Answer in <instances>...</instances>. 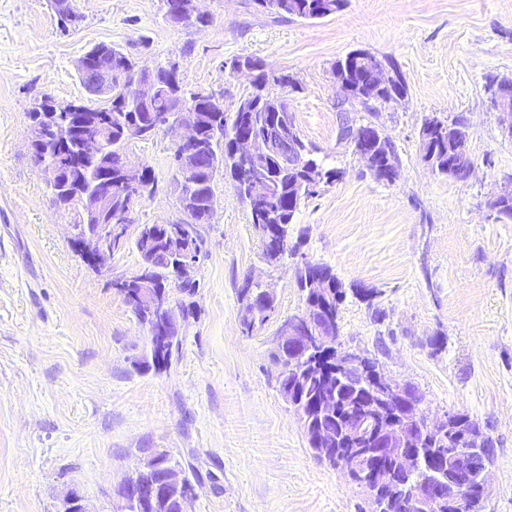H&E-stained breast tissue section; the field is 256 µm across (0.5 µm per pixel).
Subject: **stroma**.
Returning a JSON list of instances; mask_svg holds the SVG:
<instances>
[{
  "label": "stroma",
  "mask_w": 512,
  "mask_h": 512,
  "mask_svg": "<svg viewBox=\"0 0 512 512\" xmlns=\"http://www.w3.org/2000/svg\"><path fill=\"white\" fill-rule=\"evenodd\" d=\"M76 5L82 19L65 30L50 0H0V512H62L71 492L89 512H113L119 485L151 451L192 482L188 512H372L367 489L315 455L278 389L270 354L279 325L305 308L301 257L331 267L349 291L342 349L415 386L431 417L459 412L480 424L492 444L481 512H512V221L488 207L512 177V143L487 87L512 78V0H349L312 21L252 0H200L211 21L198 29L171 24L163 0ZM100 43L146 68L177 61L188 88L229 111L252 90L232 74L234 57L289 74L297 129L339 173L300 208L296 253L276 264L233 182L217 176L194 308L160 372L135 369L146 330L114 286L138 272L136 250L89 268L29 151L30 110L46 96L87 99L75 63ZM356 48L397 64L402 101H342L334 66ZM343 112L393 140L394 182L376 180L340 140ZM460 112L474 158L465 181L420 160L425 118ZM174 138L162 130L128 149L157 182L129 233L179 215ZM250 276L273 288L275 311L246 334L239 290Z\"/></svg>",
  "instance_id": "stroma-1"
}]
</instances>
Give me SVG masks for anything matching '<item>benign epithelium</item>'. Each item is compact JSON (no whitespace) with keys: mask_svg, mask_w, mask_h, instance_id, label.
<instances>
[{"mask_svg":"<svg viewBox=\"0 0 512 512\" xmlns=\"http://www.w3.org/2000/svg\"><path fill=\"white\" fill-rule=\"evenodd\" d=\"M164 6L167 17L176 24L185 28H193L199 24L201 11L197 0H164ZM360 58L372 68L375 84L384 86L396 79L393 70L367 50H361ZM111 81L112 73L107 63L99 61L97 69L91 74L89 84L104 86ZM132 84L136 90V98L143 104L150 103L158 89L154 78L143 79L138 74L132 77ZM491 105L497 112L503 137L512 142V96L494 87ZM156 121L161 128L181 131L174 143V149L179 155L178 171L182 182L191 183L201 171L195 163L199 146L194 111L164 112L157 116ZM85 125L83 118L73 116L66 128L61 130L54 126L49 130L56 135H62L66 148L72 152L71 169L79 168L88 158L101 157L104 160L105 177L101 182V190L96 200L85 202L88 218L100 217L112 195V181L115 180L117 185L125 188V194L129 197L127 207L123 210L122 223L133 224L134 207L144 191L140 182L143 165L133 163L125 152L112 155L104 141L85 133ZM49 130L36 122L31 124L29 142L35 163L48 176L49 185L54 186L64 182L63 169L46 162L38 148V143L47 136ZM233 150L247 161L248 168L260 171L266 166L270 146L252 136L239 135L234 137ZM72 245L88 267L99 271L108 264L112 255V225L98 224L90 233L72 241ZM134 303L140 308L157 310L166 317L162 325L148 329L149 348L153 350L171 342L173 331L179 329V313L170 296L157 288H141L134 295ZM321 314V310L307 307L292 321L280 325L277 345L282 350L283 358L291 366L319 348L326 347L335 351L336 358L332 360V365L336 370V377L356 387L367 386L369 396L376 403L389 409L399 407L395 414L385 412L375 432L367 436L368 447L363 449V453L373 463L371 478L380 484L390 483L391 475L382 466V462L391 456L398 459L401 468L406 472L415 469L422 459L430 457L434 461L435 477L420 488L403 491L399 500L402 512H431L434 503L444 493L448 496V503L460 512L466 503L467 479L474 475L483 487H488L490 449L473 444L472 437L466 432H454L450 444L459 449L454 458V468L466 480L447 483L438 478L447 469L448 456L441 449L430 447V441L448 433V418L434 419L419 415L415 411L416 402L406 396L399 382L379 371H371L367 359L342 349L336 330L319 322L318 317ZM364 434L363 423L352 419L336 424L334 431H319L316 436L323 443H331L343 436L356 438ZM169 493L176 501L178 512H187V505L194 496V488L186 484L184 473L176 467L165 468V477L160 483L140 481L136 477L124 481L118 491L116 512H151L152 504Z\"/></svg>","mask_w":512,"mask_h":512,"instance_id":"7a95c632","label":"benign epithelium"}]
</instances>
